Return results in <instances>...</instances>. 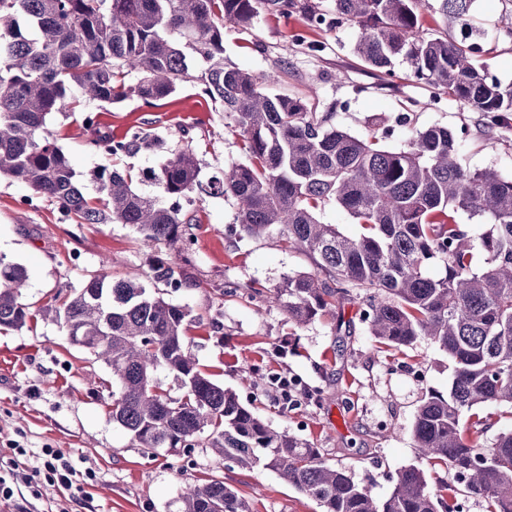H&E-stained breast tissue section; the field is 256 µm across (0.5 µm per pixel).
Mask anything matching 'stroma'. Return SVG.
Instances as JSON below:
<instances>
[{
	"instance_id": "obj_1",
	"label": "stroma",
	"mask_w": 512,
	"mask_h": 512,
	"mask_svg": "<svg viewBox=\"0 0 512 512\" xmlns=\"http://www.w3.org/2000/svg\"><path fill=\"white\" fill-rule=\"evenodd\" d=\"M511 17L512 0H474L470 16L482 48L479 62L505 85L512 84V39L505 34ZM360 36L355 24L313 30L299 13L285 19L263 14L248 27L225 23L224 57L266 79L269 92L332 113L337 128L376 134L392 149L403 148L416 129L467 130L463 164L512 178V127L486 131L480 113L452 97H435L414 79L406 59L396 60L393 76L373 70L354 52ZM90 114L93 129L85 123ZM48 128L91 201L98 190L89 174L97 167L138 174L161 162L149 153L103 154L94 143L99 130L117 137L132 128L158 131L172 147L191 141L203 182L246 159L223 105L203 97L195 83L153 107L137 99L107 107L83 99L74 111L54 114ZM183 214L195 225L189 246L195 284L167 289L165 297L190 310L186 343L201 368L273 428L308 439L384 499L396 471L418 462L414 414L428 391H447L453 374L447 353L420 340L390 359L360 321L354 299L337 307L335 319L289 323L280 307L249 293L271 292L285 276L313 271L311 259L284 247L279 227L256 238L236 233L233 198L197 196L184 203ZM161 251L131 225L80 223L24 184L0 178V257L26 268L25 300L32 308L50 304L57 291L79 286L103 267L117 278L146 273ZM286 338L291 344L283 355L278 347ZM243 367L298 377L320 390L321 399L288 408L271 386L242 384ZM412 368L422 380L409 376ZM111 402L109 369L70 344L56 322L41 318L0 332V473L9 470L13 446L28 451L17 459L26 482L19 495L0 499V512H181L183 487L208 477L235 488L251 512H319L276 473L228 464L210 448L143 454L113 423ZM44 448L71 462L82 493L69 495L46 479L36 459Z\"/></svg>"
}]
</instances>
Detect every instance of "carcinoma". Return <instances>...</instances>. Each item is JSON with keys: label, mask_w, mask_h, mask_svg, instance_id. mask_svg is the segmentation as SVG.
<instances>
[{"label": "carcinoma", "mask_w": 512, "mask_h": 512, "mask_svg": "<svg viewBox=\"0 0 512 512\" xmlns=\"http://www.w3.org/2000/svg\"><path fill=\"white\" fill-rule=\"evenodd\" d=\"M473 0H335L328 14L317 0H0V176L86 224H131L157 245L182 252L193 241L180 202L197 191L231 197L240 231L258 236L283 227V243L312 257L316 270L283 278L271 300L297 326L336 315V302L362 292L359 319L375 341L400 349L426 339L454 364L448 393L430 391L412 428L420 464L400 469L392 490L376 500L347 468L328 462L304 438L278 431L231 389L200 369L186 348L190 311L164 298L160 286L187 288L190 259L157 257L143 276L90 274L57 305L41 309L70 343L112 372V421L144 454L160 448H213L240 468L271 470L316 502L320 512H463L469 499L486 512H512V429L484 435L500 417L487 404L512 407V179L472 171L458 160L460 139L443 126L412 133L403 149L375 135L357 137L319 116L300 99L271 95L252 73L224 61V22L248 24L260 12H299L313 28L358 24L361 60L386 75L405 57L412 76L446 90L482 114L487 129L512 115V85L478 66L468 37L428 36L421 10L437 7L449 24L469 30ZM205 63L194 75L186 50ZM135 74V80L126 77ZM197 81L224 104L248 160L232 163L207 184L187 143L168 148L158 133L131 129L96 140L106 155L161 157L136 188L127 172L98 168L100 197L92 205L80 174L47 128L66 112L74 92L101 106L136 98L147 106ZM334 205L360 225L349 237L324 224L318 211ZM487 217L480 236L487 265L475 270L469 232L453 213ZM27 271L0 261V330L33 320L23 303ZM172 375L180 396L161 388ZM453 475L431 487L424 467ZM183 512H251L224 481L188 485Z\"/></svg>", "instance_id": "1"}]
</instances>
